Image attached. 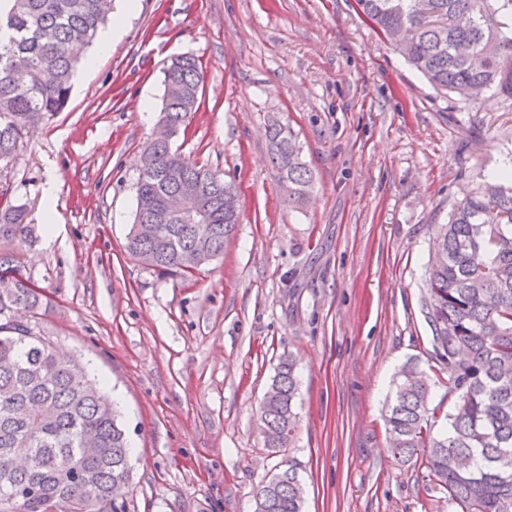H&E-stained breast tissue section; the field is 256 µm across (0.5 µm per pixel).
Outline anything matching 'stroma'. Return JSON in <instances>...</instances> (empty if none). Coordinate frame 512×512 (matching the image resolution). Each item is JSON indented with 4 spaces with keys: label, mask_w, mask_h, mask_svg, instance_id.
Segmentation results:
<instances>
[{
    "label": "stroma",
    "mask_w": 512,
    "mask_h": 512,
    "mask_svg": "<svg viewBox=\"0 0 512 512\" xmlns=\"http://www.w3.org/2000/svg\"><path fill=\"white\" fill-rule=\"evenodd\" d=\"M121 39L78 68L64 111L0 166L7 244L45 293L32 324L106 382L134 449L127 512H254L294 467L303 512H454L400 463L382 418L394 374L430 358L421 307L430 241L463 192L512 162V103L442 94L355 0H137ZM199 58L200 109L174 142L223 172L241 222L183 278L124 249L164 69ZM290 124L314 176L286 207L266 140ZM299 376L289 447L267 448L259 404L282 357ZM25 209L20 205H11L0 212V244L12 242L26 228Z\"/></svg>",
    "instance_id": "obj_1"
}]
</instances>
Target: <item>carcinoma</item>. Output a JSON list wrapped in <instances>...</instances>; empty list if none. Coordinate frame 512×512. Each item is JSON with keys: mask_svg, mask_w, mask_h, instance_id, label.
<instances>
[{"mask_svg": "<svg viewBox=\"0 0 512 512\" xmlns=\"http://www.w3.org/2000/svg\"><path fill=\"white\" fill-rule=\"evenodd\" d=\"M363 16L435 88L464 98L492 90L512 99V0H356ZM109 12L104 0H0V163H10L24 131L68 104L77 66ZM162 119L186 129L198 111L204 72L193 55L164 70ZM269 159L303 203L313 175L291 128L267 130ZM152 170L136 182L126 251L149 268L185 274L224 254L239 211L224 209L232 182L186 159L170 140H150ZM194 190L196 207L169 211L171 196ZM25 209L0 211V243L26 228ZM206 254H201L199 244ZM422 308L431 359L454 401L436 428L432 379L409 363L397 374L383 415L395 458L421 460L427 480L458 512H512V171L485 179L458 199L432 242ZM0 512H126L112 489L131 480L130 443L103 386L59 355L30 322L42 294L0 253ZM295 362L281 360L258 411L262 435L284 448L297 427ZM255 498L267 512H302L304 488L293 467Z\"/></svg>", "mask_w": 512, "mask_h": 512, "instance_id": "obj_1", "label": "carcinoma"}]
</instances>
